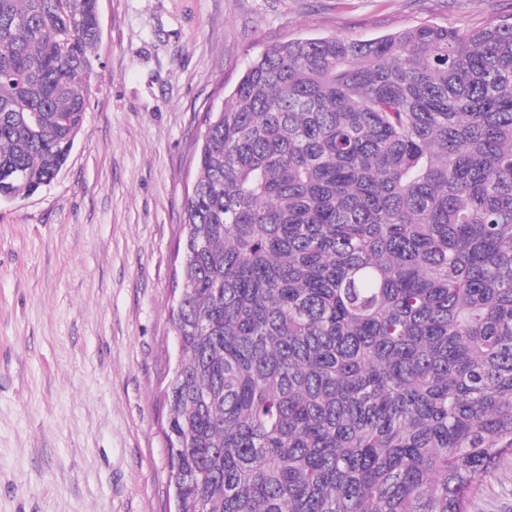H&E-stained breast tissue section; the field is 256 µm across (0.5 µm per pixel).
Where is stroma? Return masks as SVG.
Returning a JSON list of instances; mask_svg holds the SVG:
<instances>
[{
    "mask_svg": "<svg viewBox=\"0 0 512 512\" xmlns=\"http://www.w3.org/2000/svg\"><path fill=\"white\" fill-rule=\"evenodd\" d=\"M57 178L0 202V512H164L183 204L206 109L272 41L475 29L512 0H99ZM471 512H512V459Z\"/></svg>",
    "mask_w": 512,
    "mask_h": 512,
    "instance_id": "obj_1",
    "label": "stroma"
}]
</instances>
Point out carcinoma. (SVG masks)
<instances>
[{"instance_id":"1","label":"carcinoma","mask_w":512,"mask_h":512,"mask_svg":"<svg viewBox=\"0 0 512 512\" xmlns=\"http://www.w3.org/2000/svg\"><path fill=\"white\" fill-rule=\"evenodd\" d=\"M98 0H0V202L66 165ZM184 202L182 512H470L512 456V22L296 38Z\"/></svg>"}]
</instances>
